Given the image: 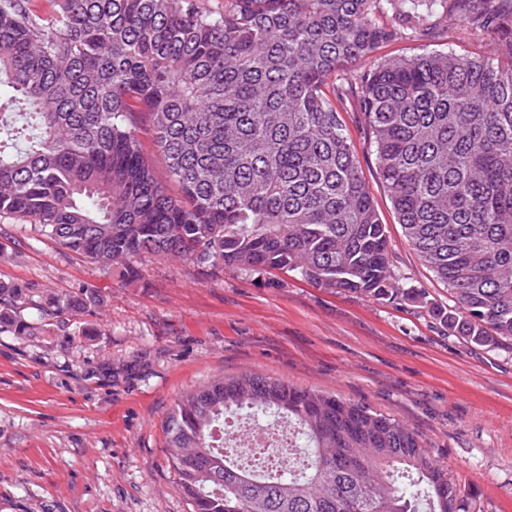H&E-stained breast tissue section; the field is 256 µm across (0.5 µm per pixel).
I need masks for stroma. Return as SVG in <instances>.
Wrapping results in <instances>:
<instances>
[{
  "instance_id": "35a3bbf8",
  "label": "stroma",
  "mask_w": 512,
  "mask_h": 512,
  "mask_svg": "<svg viewBox=\"0 0 512 512\" xmlns=\"http://www.w3.org/2000/svg\"><path fill=\"white\" fill-rule=\"evenodd\" d=\"M346 121L393 271L427 306L149 253L124 280L0 218V280L95 298L53 325L27 306V334L0 329V512H190L164 421L184 394L245 371L393 416L447 467L467 512H512V345L470 344L430 315L448 288L407 242L363 128Z\"/></svg>"
}]
</instances>
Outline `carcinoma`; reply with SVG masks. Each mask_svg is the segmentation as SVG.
Instances as JSON below:
<instances>
[{"label": "carcinoma", "mask_w": 512, "mask_h": 512, "mask_svg": "<svg viewBox=\"0 0 512 512\" xmlns=\"http://www.w3.org/2000/svg\"><path fill=\"white\" fill-rule=\"evenodd\" d=\"M0 0V215L134 277L149 252L215 274L294 272L319 288L423 302L389 240L343 113L361 114L397 222L452 305L431 315L486 347L512 341V0ZM388 15L391 21L379 18ZM495 46L377 59L448 24ZM154 139L173 196L144 157ZM80 299L0 281V325ZM288 419L311 452L255 470L225 417ZM191 512H465L398 420L253 372L181 397L165 420Z\"/></svg>", "instance_id": "cac0c4a2"}]
</instances>
